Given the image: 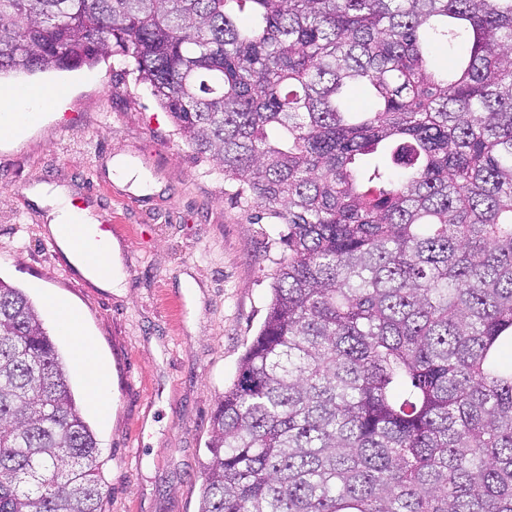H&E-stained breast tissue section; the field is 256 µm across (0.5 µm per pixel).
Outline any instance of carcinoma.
I'll use <instances>...</instances> for the list:
<instances>
[{
    "label": "carcinoma",
    "mask_w": 512,
    "mask_h": 512,
    "mask_svg": "<svg viewBox=\"0 0 512 512\" xmlns=\"http://www.w3.org/2000/svg\"><path fill=\"white\" fill-rule=\"evenodd\" d=\"M111 56L287 228L198 512H512V0H0V75ZM98 453L0 278V512H102Z\"/></svg>",
    "instance_id": "cac0c4a2"
}]
</instances>
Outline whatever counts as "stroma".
<instances>
[{
	"label": "stroma",
	"mask_w": 512,
	"mask_h": 512,
	"mask_svg": "<svg viewBox=\"0 0 512 512\" xmlns=\"http://www.w3.org/2000/svg\"><path fill=\"white\" fill-rule=\"evenodd\" d=\"M28 83L67 94L38 126L0 139V278L37 307L50 294L68 302L107 367L104 419L70 366L69 340L53 333L98 442L103 512H198L211 416L265 318L285 227L249 223L223 171L176 135L119 58L0 78ZM40 184L97 195L94 220L112 222L115 288L49 247Z\"/></svg>",
	"instance_id": "35a3bbf8"
}]
</instances>
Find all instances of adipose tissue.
I'll return each instance as SVG.
<instances>
[{
	"mask_svg": "<svg viewBox=\"0 0 512 512\" xmlns=\"http://www.w3.org/2000/svg\"><path fill=\"white\" fill-rule=\"evenodd\" d=\"M56 106V97L50 96L41 88L1 89L0 137H12L18 129L28 125L35 115L54 110ZM47 307L58 330L73 345V365L85 380L95 409L99 415H106L109 406L107 375L102 363L92 352L89 336L84 333L78 316L66 302L51 296L47 299Z\"/></svg>",
	"mask_w": 512,
	"mask_h": 512,
	"instance_id": "ef3b65f1",
	"label": "adipose tissue"
}]
</instances>
